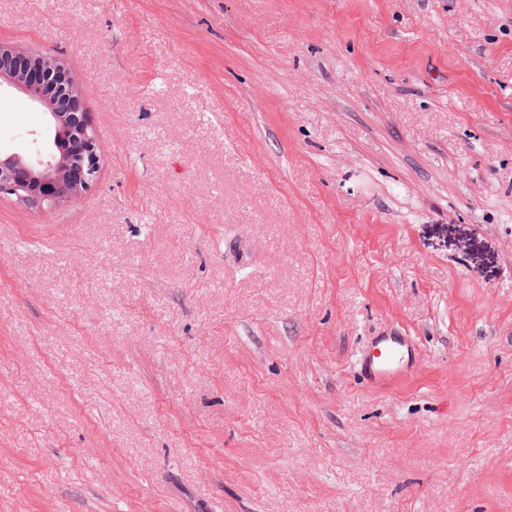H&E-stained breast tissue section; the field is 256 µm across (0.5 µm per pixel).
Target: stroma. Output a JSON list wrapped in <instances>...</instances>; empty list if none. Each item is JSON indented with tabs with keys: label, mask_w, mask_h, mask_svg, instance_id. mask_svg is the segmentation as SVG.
I'll list each match as a JSON object with an SVG mask.
<instances>
[{
	"label": "stroma",
	"mask_w": 512,
	"mask_h": 512,
	"mask_svg": "<svg viewBox=\"0 0 512 512\" xmlns=\"http://www.w3.org/2000/svg\"><path fill=\"white\" fill-rule=\"evenodd\" d=\"M106 152L0 196V512H512V0H0ZM0 89V157L43 132ZM421 358L358 383L369 336ZM414 336L398 327H387L369 336L354 361L359 378L374 388L390 386L411 375L417 364Z\"/></svg>",
	"instance_id": "stroma-1"
}]
</instances>
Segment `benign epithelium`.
Instances as JSON below:
<instances>
[{
  "mask_svg": "<svg viewBox=\"0 0 512 512\" xmlns=\"http://www.w3.org/2000/svg\"><path fill=\"white\" fill-rule=\"evenodd\" d=\"M73 83L69 70L59 61L47 69L31 72L25 82L11 85L30 106L40 102L42 88L57 92L67 123H58L55 112L47 116V123L55 124V136L71 140L75 152L81 156L80 162L72 164L70 185L63 184L54 175L57 167L54 155L39 151L30 162L16 158L0 161L1 196H16L39 207L52 208L67 201L68 196L88 192L95 186L105 147L90 113L86 112V93L72 92Z\"/></svg>",
  "mask_w": 512,
  "mask_h": 512,
  "instance_id": "obj_1",
  "label": "benign epithelium"
}]
</instances>
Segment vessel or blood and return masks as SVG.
I'll list each match as a JSON object with an SVG mask.
<instances>
[{
  "label": "vessel or blood",
  "mask_w": 512,
  "mask_h": 512,
  "mask_svg": "<svg viewBox=\"0 0 512 512\" xmlns=\"http://www.w3.org/2000/svg\"><path fill=\"white\" fill-rule=\"evenodd\" d=\"M417 359L415 337L401 328L388 327L368 338L355 358L354 369L366 384L384 388L411 375Z\"/></svg>",
  "instance_id": "obj_1"
}]
</instances>
